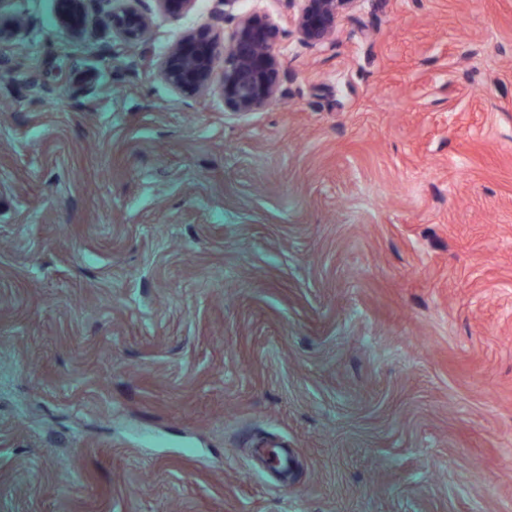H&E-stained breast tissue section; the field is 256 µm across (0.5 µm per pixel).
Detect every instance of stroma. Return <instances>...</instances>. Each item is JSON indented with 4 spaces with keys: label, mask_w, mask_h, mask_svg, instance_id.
Here are the masks:
<instances>
[{
    "label": "stroma",
    "mask_w": 512,
    "mask_h": 512,
    "mask_svg": "<svg viewBox=\"0 0 512 512\" xmlns=\"http://www.w3.org/2000/svg\"><path fill=\"white\" fill-rule=\"evenodd\" d=\"M235 114L14 0L0 41V512H512V0H286ZM289 448L288 480L258 447ZM9 1L11 0L0 1V39L7 36L11 40H21L25 37L27 29L18 21L16 15L8 10ZM361 0H288L289 18L302 46L333 45L340 18Z\"/></svg>",
    "instance_id": "stroma-1"
}]
</instances>
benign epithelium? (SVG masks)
<instances>
[{
	"instance_id": "7a95c632",
	"label": "benign epithelium",
	"mask_w": 512,
	"mask_h": 512,
	"mask_svg": "<svg viewBox=\"0 0 512 512\" xmlns=\"http://www.w3.org/2000/svg\"><path fill=\"white\" fill-rule=\"evenodd\" d=\"M123 6L102 18L112 40L123 45L139 43L158 15L180 16L195 10L198 0H121ZM218 19L232 22L230 32L217 24H206L186 34L170 47L168 59L158 64L164 81L190 97L208 94L219 83L224 106L231 112H260L278 101L280 55L277 44L280 25L267 11L255 8L233 13L238 0H216ZM360 0H288L290 22L299 44L305 47L333 45L340 18ZM0 0V39L25 37L26 27ZM63 25L74 35L86 32L78 0H61Z\"/></svg>"
}]
</instances>
